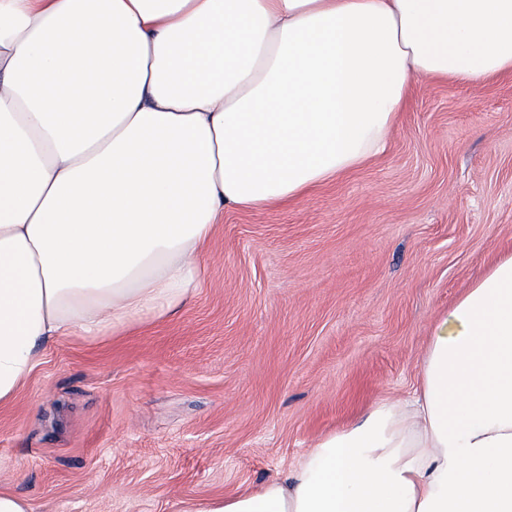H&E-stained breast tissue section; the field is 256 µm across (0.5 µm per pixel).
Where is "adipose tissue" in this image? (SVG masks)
I'll return each mask as SVG.
<instances>
[{"instance_id":"ef3b65f1","label":"adipose tissue","mask_w":512,"mask_h":512,"mask_svg":"<svg viewBox=\"0 0 512 512\" xmlns=\"http://www.w3.org/2000/svg\"><path fill=\"white\" fill-rule=\"evenodd\" d=\"M512 73V0H0V404L44 345L179 309L228 208L383 152L417 80ZM182 512H512V253L417 385Z\"/></svg>"}]
</instances>
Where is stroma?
I'll return each instance as SVG.
<instances>
[{
	"instance_id": "obj_1",
	"label": "stroma",
	"mask_w": 512,
	"mask_h": 512,
	"mask_svg": "<svg viewBox=\"0 0 512 512\" xmlns=\"http://www.w3.org/2000/svg\"><path fill=\"white\" fill-rule=\"evenodd\" d=\"M512 252V74L413 83L383 153L229 209L194 294L46 346L0 404V490L34 512H178L256 490L414 387L430 337Z\"/></svg>"
}]
</instances>
